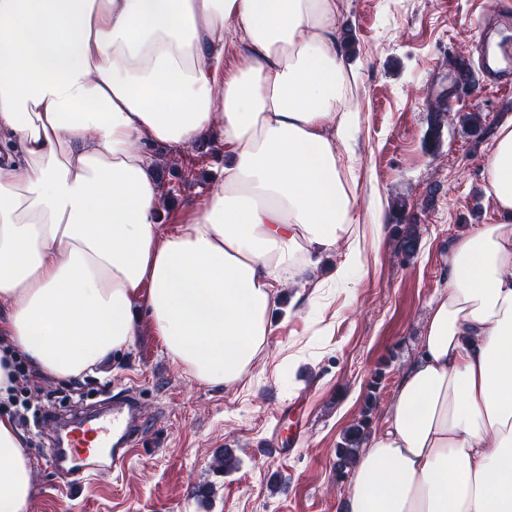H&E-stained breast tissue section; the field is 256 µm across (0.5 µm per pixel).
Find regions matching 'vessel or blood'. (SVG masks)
<instances>
[{
    "instance_id": "obj_1",
    "label": "vessel or blood",
    "mask_w": 512,
    "mask_h": 512,
    "mask_svg": "<svg viewBox=\"0 0 512 512\" xmlns=\"http://www.w3.org/2000/svg\"><path fill=\"white\" fill-rule=\"evenodd\" d=\"M511 25L503 18L477 30L484 74L503 90L512 88V48L500 35ZM40 427L51 441V467L76 477L86 471L90 455L103 448L109 451L107 469L124 468L135 453L152 444L159 424L145 411L140 393L130 390L113 394L97 408H81L68 418L42 421Z\"/></svg>"
}]
</instances>
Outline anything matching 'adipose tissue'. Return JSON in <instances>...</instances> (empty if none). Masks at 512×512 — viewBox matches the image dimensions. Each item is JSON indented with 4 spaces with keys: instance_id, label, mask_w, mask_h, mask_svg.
I'll return each instance as SVG.
<instances>
[{
    "instance_id": "adipose-tissue-1",
    "label": "adipose tissue",
    "mask_w": 512,
    "mask_h": 512,
    "mask_svg": "<svg viewBox=\"0 0 512 512\" xmlns=\"http://www.w3.org/2000/svg\"><path fill=\"white\" fill-rule=\"evenodd\" d=\"M337 0H0V336L66 380L149 322L198 382L232 385L279 288L341 240L361 266ZM244 65L224 63L228 45ZM217 130L219 183L165 237L154 144ZM482 179L498 221L448 249L417 354L345 495L350 512H512V118ZM33 466L0 415V512Z\"/></svg>"
}]
</instances>
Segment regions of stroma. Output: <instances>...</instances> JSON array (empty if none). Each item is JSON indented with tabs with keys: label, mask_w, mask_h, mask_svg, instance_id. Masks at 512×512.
Here are the masks:
<instances>
[{
	"label": "stroma",
	"mask_w": 512,
	"mask_h": 512,
	"mask_svg": "<svg viewBox=\"0 0 512 512\" xmlns=\"http://www.w3.org/2000/svg\"><path fill=\"white\" fill-rule=\"evenodd\" d=\"M512 0H340L336 28L349 77L357 131L351 144L357 175L356 232L363 262L348 288L330 274L348 245L339 243L316 273L280 290L275 330L243 380L211 386L177 367L150 327L134 345L89 377L87 401L136 386L161 431L150 454L123 470L91 467L72 488L55 474L44 439L25 435L35 494L29 512H345L335 448L360 416L375 371L374 425H381L401 374L413 361L430 301L447 285L450 242L472 224H492L495 208L481 172L491 148L462 129L480 114L496 127L512 115V93L488 84L474 49V25ZM468 57L477 77L457 88L452 65ZM447 113L440 145L429 150V107ZM163 180L174 192L157 226L166 236L191 203L219 177L224 148L209 133L188 146L158 145ZM387 227L375 235L378 214ZM415 228L417 251L403 260L397 241ZM240 467L213 469L221 449ZM208 485L204 501L192 490Z\"/></svg>",
	"instance_id": "1"
}]
</instances>
